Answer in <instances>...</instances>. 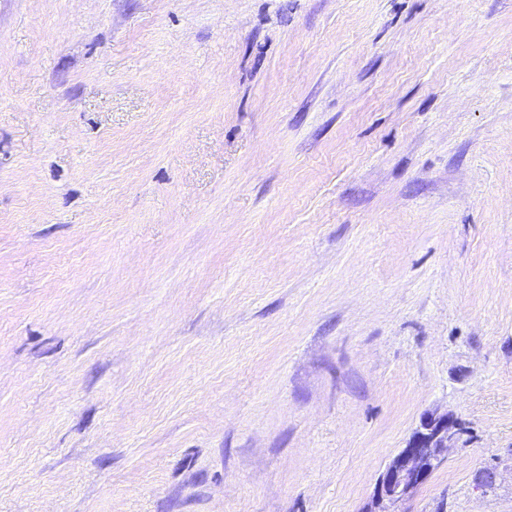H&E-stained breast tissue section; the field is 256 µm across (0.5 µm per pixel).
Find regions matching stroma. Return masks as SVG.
Masks as SVG:
<instances>
[{
    "label": "stroma",
    "instance_id": "1",
    "mask_svg": "<svg viewBox=\"0 0 512 512\" xmlns=\"http://www.w3.org/2000/svg\"><path fill=\"white\" fill-rule=\"evenodd\" d=\"M433 411L402 512H512V0H0V512H361ZM462 432L460 421L452 414L425 415L407 446L380 472L371 506L363 512H402L400 505L443 464L445 451Z\"/></svg>",
    "mask_w": 512,
    "mask_h": 512
}]
</instances>
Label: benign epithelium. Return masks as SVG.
<instances>
[{
  "label": "benign epithelium",
  "mask_w": 512,
  "mask_h": 512,
  "mask_svg": "<svg viewBox=\"0 0 512 512\" xmlns=\"http://www.w3.org/2000/svg\"><path fill=\"white\" fill-rule=\"evenodd\" d=\"M463 432L458 418L431 412L423 417L407 446L380 472L366 512H402L400 505L445 461V451Z\"/></svg>",
  "instance_id": "obj_1"
}]
</instances>
